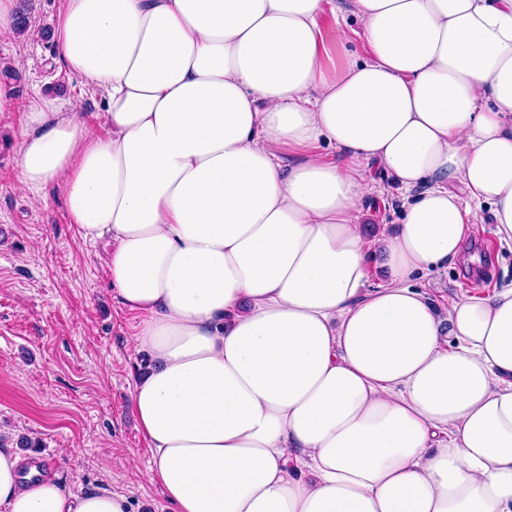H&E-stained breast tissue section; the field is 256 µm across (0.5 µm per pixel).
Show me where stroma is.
<instances>
[{
    "mask_svg": "<svg viewBox=\"0 0 512 512\" xmlns=\"http://www.w3.org/2000/svg\"><path fill=\"white\" fill-rule=\"evenodd\" d=\"M58 0H28L30 25L0 42V79L24 98L50 96L102 125L101 92L67 72L48 33ZM21 116L0 112V438L17 454H47L52 475L71 492L123 493L130 512H171L147 477L150 450L131 405L144 357L133 345L134 316L116 303L101 241L82 237L62 195L20 187L12 175ZM361 217L394 223L400 191L376 164ZM466 246L488 259L473 277L467 257L439 269L431 288L444 295L489 294L512 284V251L495 240L482 212Z\"/></svg>",
    "mask_w": 512,
    "mask_h": 512,
    "instance_id": "stroma-1",
    "label": "stroma"
}]
</instances>
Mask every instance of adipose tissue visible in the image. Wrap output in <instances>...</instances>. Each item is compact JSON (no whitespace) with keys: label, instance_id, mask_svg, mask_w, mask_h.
Returning a JSON list of instances; mask_svg holds the SVG:
<instances>
[{"label":"adipose tissue","instance_id":"adipose-tissue-1","mask_svg":"<svg viewBox=\"0 0 512 512\" xmlns=\"http://www.w3.org/2000/svg\"><path fill=\"white\" fill-rule=\"evenodd\" d=\"M60 0V63L104 133L20 101L17 180L105 240L146 359L131 393L174 512H512V286L437 302L489 210L512 244V0ZM379 164L396 224L359 222ZM385 280L370 287L372 259ZM0 512H129L21 482Z\"/></svg>","mask_w":512,"mask_h":512}]
</instances>
